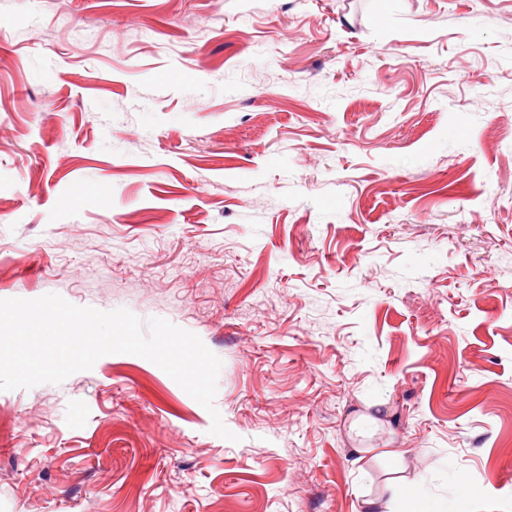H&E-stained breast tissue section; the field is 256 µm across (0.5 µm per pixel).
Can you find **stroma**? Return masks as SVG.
Here are the masks:
<instances>
[{
    "mask_svg": "<svg viewBox=\"0 0 512 512\" xmlns=\"http://www.w3.org/2000/svg\"><path fill=\"white\" fill-rule=\"evenodd\" d=\"M49 293L196 334L238 440L106 355L0 391V512H512V0H0Z\"/></svg>",
    "mask_w": 512,
    "mask_h": 512,
    "instance_id": "35a3bbf8",
    "label": "stroma"
}]
</instances>
